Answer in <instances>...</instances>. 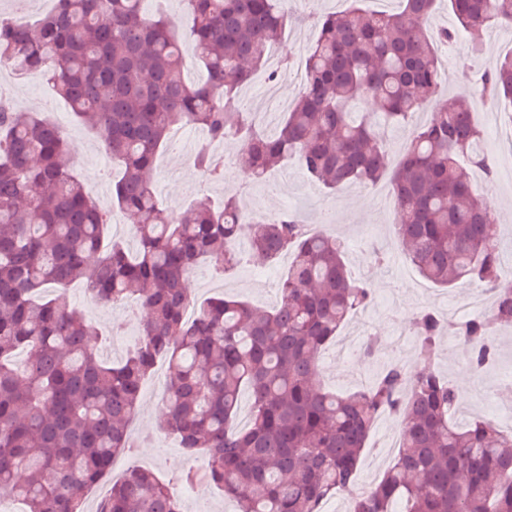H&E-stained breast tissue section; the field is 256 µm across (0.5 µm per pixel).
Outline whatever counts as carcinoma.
<instances>
[{
  "label": "carcinoma",
  "mask_w": 512,
  "mask_h": 512,
  "mask_svg": "<svg viewBox=\"0 0 512 512\" xmlns=\"http://www.w3.org/2000/svg\"><path fill=\"white\" fill-rule=\"evenodd\" d=\"M144 0H55L35 26L0 17V63L38 75L117 162L112 211L127 221L131 251L108 240L111 219L68 158L67 140L34 112L0 106V498L26 512H83L86 493L134 447L129 422L158 359L168 364L158 428L203 460L188 480L224 491L238 512H322L353 486L376 419L394 414L403 436L376 487L350 512H512V436L489 419H448L454 389L435 368L443 320L419 311L413 365L391 364L366 390L312 388L314 364L372 288L350 277L343 243L309 233L297 215L245 220L234 196L202 197L173 215L153 191L156 158L177 125L208 143L243 142L238 163L257 179L296 154L332 192L389 177L396 234L420 276L439 288L494 290L492 313L457 324L467 364L494 359L496 331L512 327V272L502 269L490 203L470 168L495 169L464 98H440L436 39L512 22V0H448L457 28L426 26L442 0H400L396 12L354 0L318 19L299 96L278 130L263 131L239 89L268 61L288 22L283 0H181L203 72L185 80L176 22ZM490 102L512 99V54L484 73ZM415 124L400 163L384 167L381 125ZM210 180L223 164L208 147L193 157ZM289 255L272 309L219 295L186 315L184 278L202 260L233 273L246 254ZM85 284L107 306L134 298L149 311L139 341L117 363L93 349L96 332L67 295ZM250 419L237 429L241 390ZM98 512H182L170 484L129 466Z\"/></svg>",
  "instance_id": "carcinoma-1"
}]
</instances>
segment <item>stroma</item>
I'll list each match as a JSON object with an SVG mask.
<instances>
[{"label":"stroma","mask_w":512,"mask_h":512,"mask_svg":"<svg viewBox=\"0 0 512 512\" xmlns=\"http://www.w3.org/2000/svg\"><path fill=\"white\" fill-rule=\"evenodd\" d=\"M348 5L349 0H287L288 24L275 44L280 58H297L299 46L308 47L316 41L319 29L313 22L315 16L344 10ZM481 45L480 51H473L468 37L464 36L454 46H439L441 85L448 96L468 93L475 71H488L500 58L512 53V28L490 26L483 33ZM0 85L10 88L13 105L39 112L63 129L71 147L70 159L82 181L101 208L111 209L112 175L116 168L102 152L96 136L72 119L67 103L57 94H44L37 82L17 76L6 67L0 68ZM197 135V129L187 128L181 145L165 150L158 158L154 187L159 202L169 212L179 213L204 196L220 199L225 193L235 191L240 194L242 208L259 201L266 213L292 210L309 224L320 223L325 209L336 211L335 230L346 245L347 269L352 277L368 281L373 289L371 304L355 313L341 333L346 336L365 331L368 337L378 339L380 347L369 357L362 348L344 351L338 343H330L318 357V387L340 394L369 387L392 362L386 340L398 330L410 329L415 314L430 308L445 321L442 353L436 368L456 391L462 392V409L471 416L485 417L494 409L512 405V382L501 379L502 373L512 372V328L501 329L494 339L496 358L491 373L480 375L460 367L459 354L453 345L456 321L449 314L448 302L459 299L467 288L433 286L419 275L397 246L393 220L387 216L382 198L388 182L368 186L352 184L330 194L311 180L295 158L275 169L277 185L256 182L245 177L235 165L234 158L240 149L235 140L222 148L228 158L223 180L207 182L189 159L199 145ZM287 269L288 261L284 258L274 264L246 258L226 278L225 292L261 308L274 307L280 299L278 287ZM68 295L72 305L98 331L96 348L100 356L110 361L124 358L128 336L137 332L140 325L139 320L131 317L129 303L99 307L89 300L80 282L69 286ZM167 380V365L158 362L144 382L140 411L131 423L136 447L131 453L121 455L120 462L122 466L139 464L150 468L178 491L183 487L181 474L194 466L195 461L183 453L172 436L159 432L156 426L161 411L160 390ZM400 429L401 423L394 415L381 416L374 423L360 460L357 488L369 490L381 480L390 462L382 445L389 432Z\"/></svg>","instance_id":"stroma-1"}]
</instances>
